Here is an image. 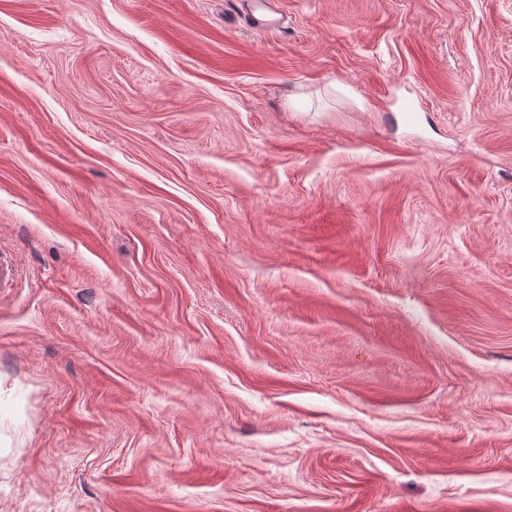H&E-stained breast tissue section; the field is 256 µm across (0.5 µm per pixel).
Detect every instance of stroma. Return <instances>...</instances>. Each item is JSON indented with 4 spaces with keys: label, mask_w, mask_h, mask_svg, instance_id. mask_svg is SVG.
<instances>
[{
    "label": "stroma",
    "mask_w": 512,
    "mask_h": 512,
    "mask_svg": "<svg viewBox=\"0 0 512 512\" xmlns=\"http://www.w3.org/2000/svg\"><path fill=\"white\" fill-rule=\"evenodd\" d=\"M276 6L0 0V512H512V0ZM247 16L256 27L271 28L274 26V20L270 18V5L272 1L266 0H246Z\"/></svg>",
    "instance_id": "35a3bbf8"
}]
</instances>
